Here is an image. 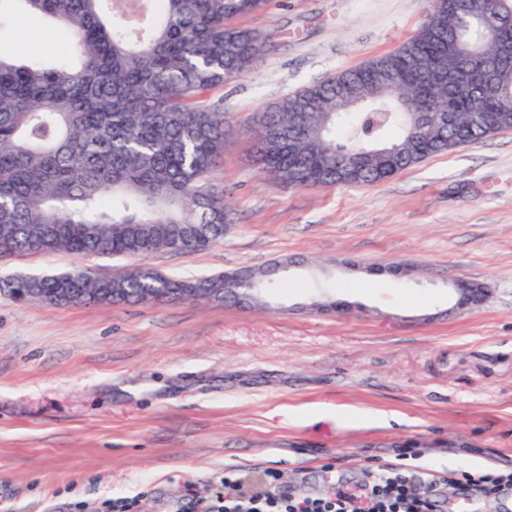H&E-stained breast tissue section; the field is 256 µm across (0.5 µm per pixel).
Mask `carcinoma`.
<instances>
[{
    "label": "carcinoma",
    "instance_id": "1",
    "mask_svg": "<svg viewBox=\"0 0 512 512\" xmlns=\"http://www.w3.org/2000/svg\"><path fill=\"white\" fill-rule=\"evenodd\" d=\"M266 0H0V25L21 10L51 18L77 62L20 61L0 50V250L137 257L199 251L224 237V196L209 173L224 113L204 99L263 48L230 24ZM499 28L502 38L488 36ZM512 0H437L432 19L393 52L289 94L255 121L258 170L291 187L372 184L427 157L512 129ZM480 59L483 84L459 76ZM448 78L428 83L424 64ZM367 99L348 109L336 91ZM431 98L448 130L421 138L400 103ZM282 126L288 137L273 138ZM48 301L168 302L200 292L224 302V275L172 278L147 268L101 276L76 266L18 275Z\"/></svg>",
    "mask_w": 512,
    "mask_h": 512
}]
</instances>
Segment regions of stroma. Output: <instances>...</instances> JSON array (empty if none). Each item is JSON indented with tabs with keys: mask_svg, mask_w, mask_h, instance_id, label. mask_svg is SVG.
I'll return each mask as SVG.
<instances>
[{
	"mask_svg": "<svg viewBox=\"0 0 512 512\" xmlns=\"http://www.w3.org/2000/svg\"><path fill=\"white\" fill-rule=\"evenodd\" d=\"M424 0H270L235 19L266 39L207 92L229 133L210 173L224 239L135 264L168 276L287 268L263 304L16 302L0 289V512H179L224 475L278 471L282 491L360 488L371 470L512 465V130L374 184L293 188L256 171L249 130L284 95L398 48ZM23 60L71 53L28 14L0 29ZM65 252L0 253V280L69 269ZM358 271H351V264ZM410 266L407 276L372 266ZM485 285L455 305L449 282ZM344 300L350 314L310 309ZM473 282L465 277L457 276L450 281V288L452 283H454L459 288H452L456 297H459L457 307H468L472 305L483 304L488 298V290L487 288H466ZM477 289L481 290V294L474 295L472 291H476Z\"/></svg>",
	"mask_w": 512,
	"mask_h": 512,
	"instance_id": "35a3bbf8",
	"label": "stroma"
}]
</instances>
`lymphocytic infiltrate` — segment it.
<instances>
[{"label":"lymphocytic infiltrate","instance_id":"obj_1","mask_svg":"<svg viewBox=\"0 0 512 512\" xmlns=\"http://www.w3.org/2000/svg\"><path fill=\"white\" fill-rule=\"evenodd\" d=\"M265 476L261 490L244 487L236 476H225L223 495L201 503L200 512H439L436 499L423 493V485L452 486L462 479L478 493L512 490V469L458 476L390 464L383 472L372 474L361 491L339 486L327 495L308 498L279 493L276 471H266Z\"/></svg>","mask_w":512,"mask_h":512}]
</instances>
